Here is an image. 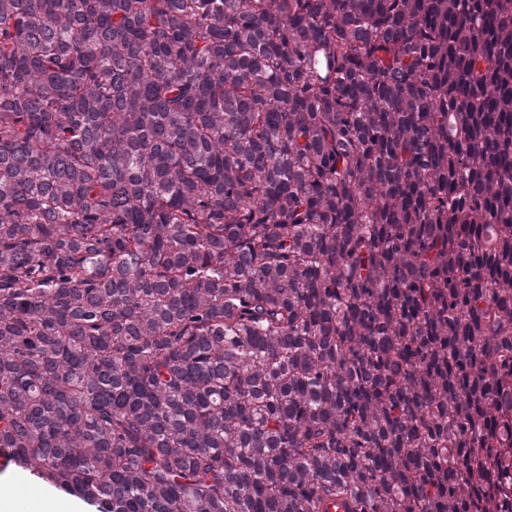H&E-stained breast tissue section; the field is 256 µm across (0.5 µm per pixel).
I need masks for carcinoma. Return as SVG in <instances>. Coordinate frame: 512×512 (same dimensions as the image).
Masks as SVG:
<instances>
[{"mask_svg":"<svg viewBox=\"0 0 512 512\" xmlns=\"http://www.w3.org/2000/svg\"><path fill=\"white\" fill-rule=\"evenodd\" d=\"M0 448L96 512H512V0H0Z\"/></svg>","mask_w":512,"mask_h":512,"instance_id":"carcinoma-1","label":"carcinoma"}]
</instances>
